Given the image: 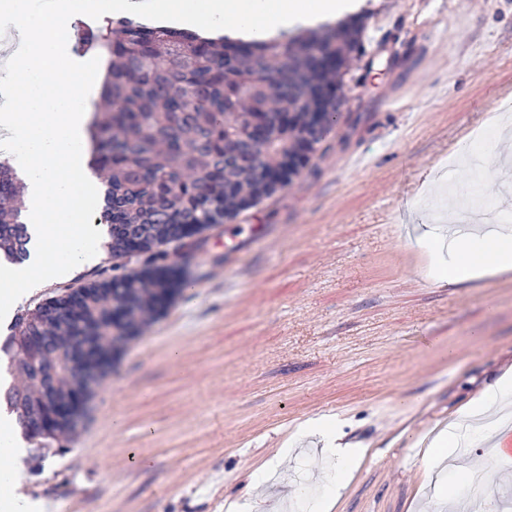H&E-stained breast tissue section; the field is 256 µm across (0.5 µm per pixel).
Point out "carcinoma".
<instances>
[{
    "label": "carcinoma",
    "mask_w": 512,
    "mask_h": 512,
    "mask_svg": "<svg viewBox=\"0 0 512 512\" xmlns=\"http://www.w3.org/2000/svg\"><path fill=\"white\" fill-rule=\"evenodd\" d=\"M361 37V25L349 22L285 42L238 45L109 18L74 46L77 53L91 46L111 60L104 115L93 124L92 167L101 177L102 220L124 225L138 240L142 269L94 280L16 316L0 356L24 379L13 391L19 415L90 402L123 347L185 285L181 271L164 265L167 253L161 250L179 235L180 225H193L186 234L192 238L245 210L243 200L256 205L274 194L238 163L253 113L266 114L268 129L252 147L256 166L298 175V136L311 116L335 113L328 91L341 82ZM312 47L335 56L333 70L307 65L301 53ZM290 68L296 72L291 81ZM28 240L23 184L15 168L0 161V254L18 263L27 256ZM104 247L114 259L126 253L124 238L112 228ZM68 302L74 314L65 319L58 308ZM34 331L50 340L42 360L54 369V379L46 392L23 359L24 337ZM78 424L56 423L37 448H50Z\"/></svg>",
    "instance_id": "obj_1"
}]
</instances>
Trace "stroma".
Returning <instances> with one entry per match:
<instances>
[{"label":"stroma","instance_id":"1","mask_svg":"<svg viewBox=\"0 0 512 512\" xmlns=\"http://www.w3.org/2000/svg\"><path fill=\"white\" fill-rule=\"evenodd\" d=\"M364 25L307 166L168 253L187 288L127 345L84 425L26 455L24 495L49 512L464 505L457 468L488 448L468 436L438 462L425 439L512 369V273L437 285L419 240L448 199L428 208L418 192L512 91V0H366ZM140 267L106 255L31 302ZM320 416L362 453L338 492L334 459L297 435Z\"/></svg>","mask_w":512,"mask_h":512}]
</instances>
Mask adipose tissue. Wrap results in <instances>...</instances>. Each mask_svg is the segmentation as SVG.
<instances>
[{
  "label": "adipose tissue",
  "instance_id": "1",
  "mask_svg": "<svg viewBox=\"0 0 512 512\" xmlns=\"http://www.w3.org/2000/svg\"><path fill=\"white\" fill-rule=\"evenodd\" d=\"M363 0H56L44 14L27 0H0L18 36L13 65L0 78V159L17 160L26 186L30 240L23 261L0 264V321L40 288L66 279L101 257L106 236L88 169L92 149L94 87L68 50L70 22L88 12L148 18L198 29L231 40L264 42L356 13ZM512 271V235L460 236L448 244V262L436 275L455 285ZM0 383V512H41L39 503L15 489L14 462L24 447L23 429Z\"/></svg>",
  "mask_w": 512,
  "mask_h": 512
}]
</instances>
